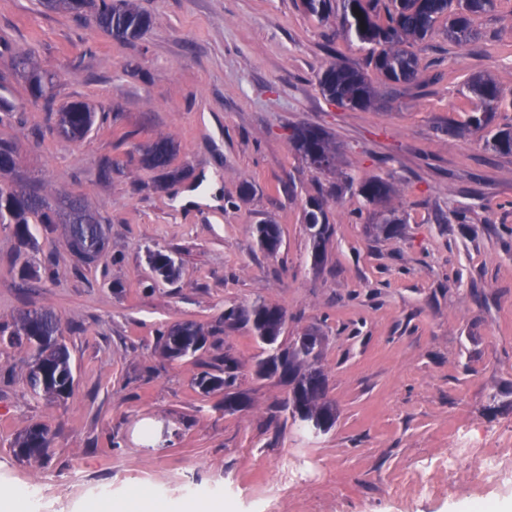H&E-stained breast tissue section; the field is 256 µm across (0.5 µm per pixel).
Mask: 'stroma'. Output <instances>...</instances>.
Wrapping results in <instances>:
<instances>
[{"label":"stroma","instance_id":"35a3bbf8","mask_svg":"<svg viewBox=\"0 0 512 512\" xmlns=\"http://www.w3.org/2000/svg\"><path fill=\"white\" fill-rule=\"evenodd\" d=\"M136 3L154 23L121 43L92 13L0 0V75L23 112L0 120V139L14 144L25 183L76 196L108 224L107 264L89 269L77 267L65 224L38 232L35 260L49 271L25 284L10 262L13 227L0 224V324L28 306L51 308L74 374L69 395L33 398L26 345L0 342V487L40 480L47 512H92L102 484L116 510L143 488L165 512H184L188 484L214 499L232 490L236 512L259 502L268 512H471L477 498L511 506L512 154L466 132L477 102L465 83L486 73L512 90V0L475 18L473 46L437 23L414 47V83L391 87L368 69L381 100L355 110L328 101L317 81L335 60L365 66L369 53L345 36L341 0L325 21L302 0ZM26 50L52 75L57 104L95 109L88 136L51 137L48 113L12 70ZM450 121L463 133H442ZM304 125L333 136L334 169L295 152L291 135ZM161 136L177 142L184 177L140 164ZM347 175L394 183L400 231L374 237L361 197H328L333 232L314 260L306 202ZM264 219L281 229L274 255L257 242ZM157 250L174 259L173 282L155 280ZM255 301L285 311L282 343L321 329L338 411L329 432L295 427L283 409L288 384L255 373L263 348L251 326L225 328V308ZM183 321L213 342L168 359L157 336ZM226 356L247 398L237 412L225 411L223 392L195 385ZM32 424L50 430L48 459L10 447ZM461 427L503 470L448 490L437 464ZM426 461L440 490L421 496L407 480ZM299 469L313 480L296 482Z\"/></svg>","mask_w":512,"mask_h":512}]
</instances>
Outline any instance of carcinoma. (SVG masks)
<instances>
[{
	"label": "carcinoma",
	"mask_w": 512,
	"mask_h": 512,
	"mask_svg": "<svg viewBox=\"0 0 512 512\" xmlns=\"http://www.w3.org/2000/svg\"><path fill=\"white\" fill-rule=\"evenodd\" d=\"M342 24L347 34L358 41L380 46L371 53L369 64L387 81L394 84H410L419 74V59L406 48V44L425 40L436 22L448 19V39L457 44H473L479 33L473 27V17L496 9L499 0H342ZM79 15L90 8L95 13L100 28L111 35L133 41L144 35L153 25L152 17L141 10L134 0H42L46 9L59 5ZM305 10L324 20L329 16L330 0H303ZM13 71L25 79L29 96L33 101L49 104L54 98L52 79L39 71L32 61V54L24 51L15 56ZM318 85L323 95L332 102L353 101L357 108L371 106L376 91L363 70L346 63L333 62L318 74ZM467 90L479 101V112L472 115L468 126L476 130L488 127L490 116L502 106L512 107V99L504 96L498 82L483 74H475L467 80ZM57 119L51 133L65 140H80L94 126V112L83 102H73L56 112ZM294 150L316 170L331 168L336 159V145L320 128L303 126L291 136ZM485 145L504 155L512 154V127L487 132ZM177 147L167 137L149 144L142 152L143 166L165 172L170 177L179 175L172 168ZM329 158L326 166L320 159ZM346 188L355 191L366 202L383 208L382 222L372 225L375 233L392 236L399 231V219L395 212L386 208L395 188L392 183L373 178L360 183L346 177ZM75 233L94 238L96 226L103 220L81 201L69 198L51 199L38 190L25 195L4 191L0 186V224H11L19 246L34 247V234L30 221L37 224H54L60 217ZM305 223L312 230L314 261L320 260V248L330 236L323 200L313 198L305 211ZM262 248L269 254L281 245L278 225L264 223L257 227ZM152 268L157 277L171 281L176 277L174 260L157 251L150 255ZM286 314L278 307L263 303L230 307L224 312V326L249 324L256 337L276 352L260 360L256 374L262 377L279 375L293 383L286 404L293 422L305 430H311L310 422L321 424V431H329L337 419L336 406L326 399V378L319 366L314 350L321 346L319 333L308 332L296 337L288 347L281 349L278 342ZM10 340H24L31 351L26 383L33 396L62 397L71 392L74 376L71 355L62 343L60 322L55 313L47 308H31L16 319ZM207 338L193 322L175 324L160 332L161 353L169 358H182L202 350ZM236 367L215 375L204 371L197 378L196 387L202 394L224 391V410L235 411L246 402L245 396L234 390ZM49 429L42 424L28 426L15 437L12 445L16 456L31 460L44 457L49 447Z\"/></svg>",
	"instance_id": "cac0c4a2"
}]
</instances>
